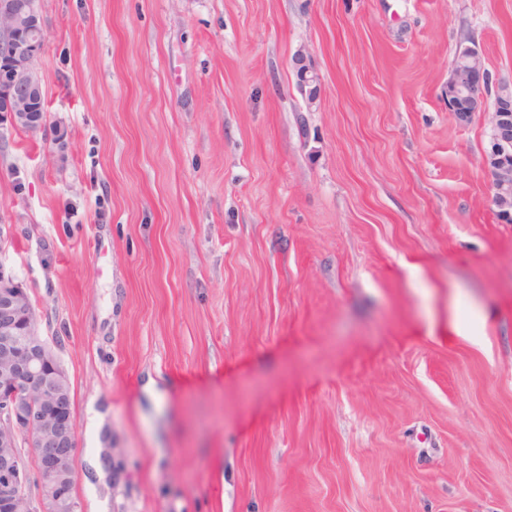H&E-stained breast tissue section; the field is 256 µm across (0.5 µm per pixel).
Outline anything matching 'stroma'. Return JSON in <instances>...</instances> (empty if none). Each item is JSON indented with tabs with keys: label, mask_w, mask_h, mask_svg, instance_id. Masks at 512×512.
Returning a JSON list of instances; mask_svg holds the SVG:
<instances>
[{
	"label": "stroma",
	"mask_w": 512,
	"mask_h": 512,
	"mask_svg": "<svg viewBox=\"0 0 512 512\" xmlns=\"http://www.w3.org/2000/svg\"><path fill=\"white\" fill-rule=\"evenodd\" d=\"M35 5L66 137L0 112V262L82 512H512V223L447 101L512 0Z\"/></svg>",
	"instance_id": "stroma-1"
}]
</instances>
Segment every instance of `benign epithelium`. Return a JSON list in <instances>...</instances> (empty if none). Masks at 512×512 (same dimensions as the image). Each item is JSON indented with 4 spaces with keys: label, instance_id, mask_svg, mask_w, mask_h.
Listing matches in <instances>:
<instances>
[{
    "label": "benign epithelium",
    "instance_id": "7a95c632",
    "mask_svg": "<svg viewBox=\"0 0 512 512\" xmlns=\"http://www.w3.org/2000/svg\"><path fill=\"white\" fill-rule=\"evenodd\" d=\"M43 48L42 22L26 0H0V112L31 135L46 134L45 100L32 70ZM491 84L497 138L483 165L494 205L509 213L512 85L493 81L476 46L459 43L448 77V111H482ZM72 406L68 376L39 331L26 288L0 263V512H79L72 490L77 450Z\"/></svg>",
    "mask_w": 512,
    "mask_h": 512
}]
</instances>
